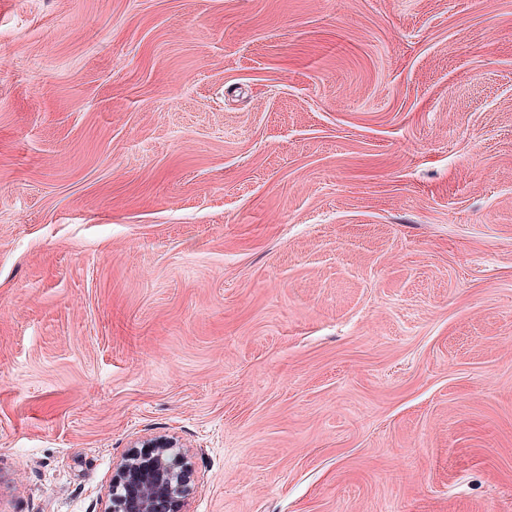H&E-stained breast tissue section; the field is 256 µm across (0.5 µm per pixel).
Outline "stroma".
Masks as SVG:
<instances>
[{"label":"stroma","instance_id":"35a3bbf8","mask_svg":"<svg viewBox=\"0 0 512 512\" xmlns=\"http://www.w3.org/2000/svg\"><path fill=\"white\" fill-rule=\"evenodd\" d=\"M512 512V0H0V512ZM184 448L161 443L150 457L130 456L118 466L104 512H171L188 493Z\"/></svg>","mask_w":512,"mask_h":512}]
</instances>
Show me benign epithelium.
Here are the masks:
<instances>
[{"label":"benign epithelium","mask_w":512,"mask_h":512,"mask_svg":"<svg viewBox=\"0 0 512 512\" xmlns=\"http://www.w3.org/2000/svg\"><path fill=\"white\" fill-rule=\"evenodd\" d=\"M186 451L161 443L150 457L130 456L118 466L104 512H173L188 493Z\"/></svg>","instance_id":"1"}]
</instances>
